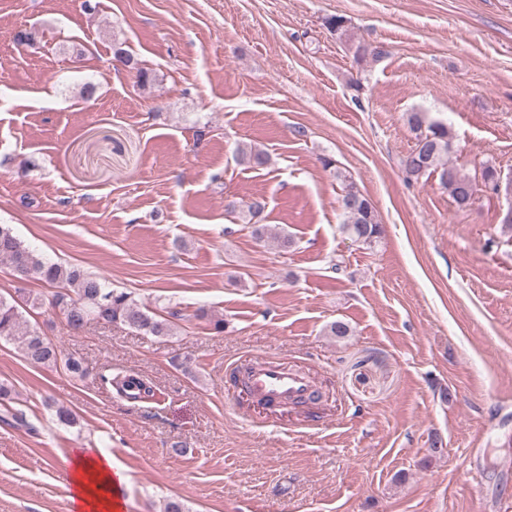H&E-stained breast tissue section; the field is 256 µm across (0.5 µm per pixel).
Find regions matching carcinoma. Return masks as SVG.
<instances>
[{
	"label": "carcinoma",
	"mask_w": 512,
	"mask_h": 512,
	"mask_svg": "<svg viewBox=\"0 0 512 512\" xmlns=\"http://www.w3.org/2000/svg\"><path fill=\"white\" fill-rule=\"evenodd\" d=\"M407 125L414 134V146L402 160L407 181L437 176L443 189L453 199L457 208H469L476 195L498 193L500 174L489 164L482 165L480 176L463 174L449 164L453 150V137L448 127L430 118L422 111L407 113ZM237 162L247 167H263L269 156L251 146L237 148ZM342 181L340 209L343 216L342 230L351 239L364 245L377 242L380 222L370 199L350 183L342 172H336ZM266 202L256 198L248 205V215L254 220L253 235L269 237L286 248L290 244L287 235L273 231L262 223ZM0 260L9 264L16 279H35L59 288L54 294V304L62 311L67 325L75 333H81L91 323H107L126 326L147 336L173 334L172 319L179 311L169 309L161 316L132 298L126 292H116L104 286L100 278L77 265L64 266L47 261L41 254L29 249L14 235L11 227L0 225ZM41 306L37 295L29 294L18 300L0 295V341L10 342L31 364L37 366H63L71 376L82 378L86 370L81 361L67 357L62 350L35 328L28 326L23 312ZM117 392L129 399H138L150 393V387L133 375H115L108 379Z\"/></svg>",
	"instance_id": "obj_1"
}]
</instances>
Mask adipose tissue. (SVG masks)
<instances>
[{
	"mask_svg": "<svg viewBox=\"0 0 512 512\" xmlns=\"http://www.w3.org/2000/svg\"><path fill=\"white\" fill-rule=\"evenodd\" d=\"M76 512H123L126 476L98 448L77 449L64 476Z\"/></svg>",
	"mask_w": 512,
	"mask_h": 512,
	"instance_id": "ef3b65f1",
	"label": "adipose tissue"
}]
</instances>
